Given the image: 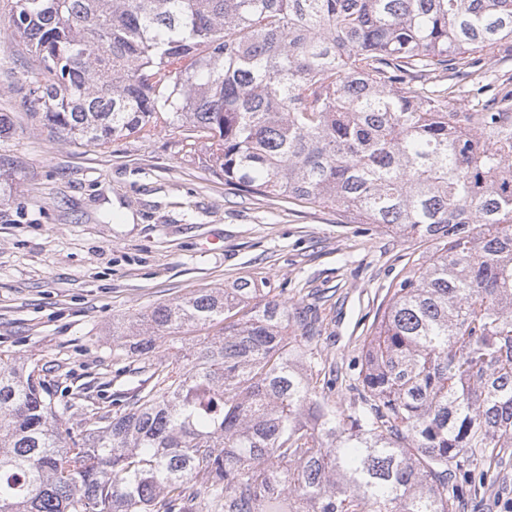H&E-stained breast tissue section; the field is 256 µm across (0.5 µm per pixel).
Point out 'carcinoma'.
I'll return each instance as SVG.
<instances>
[{"mask_svg": "<svg viewBox=\"0 0 512 512\" xmlns=\"http://www.w3.org/2000/svg\"><path fill=\"white\" fill-rule=\"evenodd\" d=\"M64 142L180 128L262 198L439 249L388 289L350 407L248 278L112 328L156 359L90 435L0 352V512H464L512 447V0H0ZM212 334L190 343L182 329Z\"/></svg>", "mask_w": 512, "mask_h": 512, "instance_id": "obj_1", "label": "carcinoma"}]
</instances>
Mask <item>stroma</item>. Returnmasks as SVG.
I'll list each match as a JSON object with an SVG mask.
<instances>
[{
    "label": "stroma",
    "instance_id": "1",
    "mask_svg": "<svg viewBox=\"0 0 512 512\" xmlns=\"http://www.w3.org/2000/svg\"><path fill=\"white\" fill-rule=\"evenodd\" d=\"M33 65L0 33V350L50 366L60 385L111 407L146 387L149 367L112 359V326L240 277L289 304L317 303L318 359L342 378L348 406L361 336L386 292L436 245L341 212L255 197L180 152L178 129L109 147L59 141L23 104Z\"/></svg>",
    "mask_w": 512,
    "mask_h": 512
}]
</instances>
